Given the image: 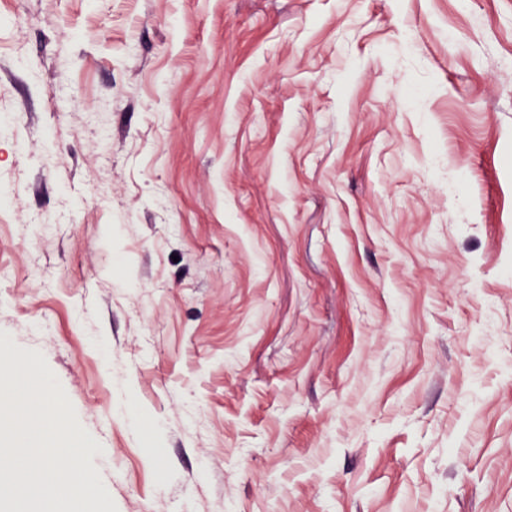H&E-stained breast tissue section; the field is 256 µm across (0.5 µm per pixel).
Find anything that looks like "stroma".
Here are the masks:
<instances>
[{
	"label": "stroma",
	"instance_id": "1",
	"mask_svg": "<svg viewBox=\"0 0 512 512\" xmlns=\"http://www.w3.org/2000/svg\"><path fill=\"white\" fill-rule=\"evenodd\" d=\"M0 11V335L117 512H512V0Z\"/></svg>",
	"mask_w": 512,
	"mask_h": 512
}]
</instances>
